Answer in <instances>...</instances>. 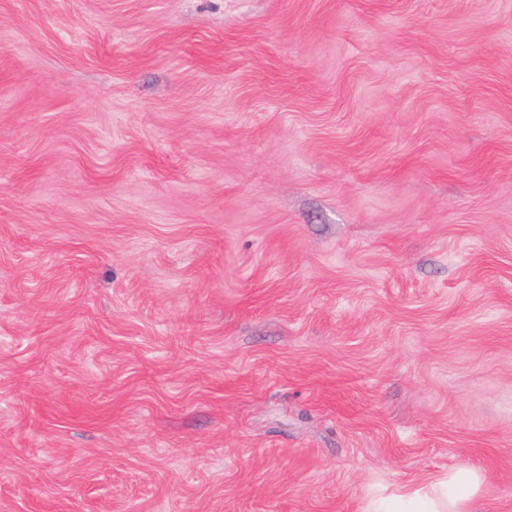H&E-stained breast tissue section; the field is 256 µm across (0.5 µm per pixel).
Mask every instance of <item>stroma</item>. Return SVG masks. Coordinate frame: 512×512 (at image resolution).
<instances>
[{"label": "stroma", "instance_id": "1", "mask_svg": "<svg viewBox=\"0 0 512 512\" xmlns=\"http://www.w3.org/2000/svg\"><path fill=\"white\" fill-rule=\"evenodd\" d=\"M512 512V0H0V512ZM479 479L470 471L420 485L403 487L386 512H478L475 500Z\"/></svg>", "mask_w": 512, "mask_h": 512}]
</instances>
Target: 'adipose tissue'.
Wrapping results in <instances>:
<instances>
[{"instance_id": "1", "label": "adipose tissue", "mask_w": 512, "mask_h": 512, "mask_svg": "<svg viewBox=\"0 0 512 512\" xmlns=\"http://www.w3.org/2000/svg\"><path fill=\"white\" fill-rule=\"evenodd\" d=\"M479 479L456 472L420 485L404 487L388 512H477Z\"/></svg>"}]
</instances>
